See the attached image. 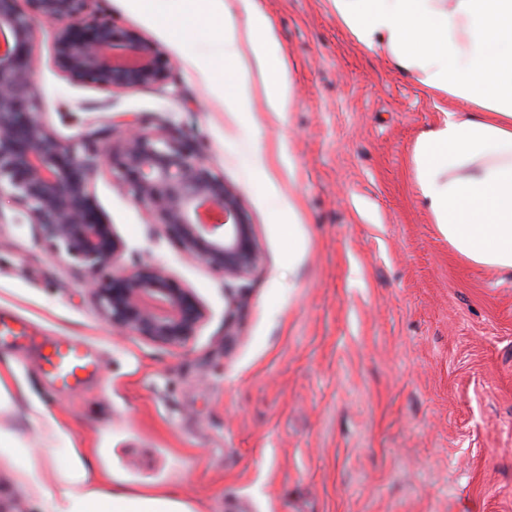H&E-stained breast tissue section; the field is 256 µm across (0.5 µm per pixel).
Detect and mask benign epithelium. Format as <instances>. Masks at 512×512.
Wrapping results in <instances>:
<instances>
[{"mask_svg": "<svg viewBox=\"0 0 512 512\" xmlns=\"http://www.w3.org/2000/svg\"><path fill=\"white\" fill-rule=\"evenodd\" d=\"M95 0H0V188L8 186L28 223L83 274L112 328L177 346L196 336L205 311L194 294L158 264L133 270L125 244L90 192L95 140L84 156L57 139L40 118L33 78V24L58 23L52 57L70 80L103 88L166 83L160 47L116 27ZM112 174L146 207L183 251L222 272L249 279L258 263L253 225L237 193L202 162L199 145L175 135L171 120L144 115L125 123L112 146Z\"/></svg>", "mask_w": 512, "mask_h": 512, "instance_id": "obj_1", "label": "benign epithelium"}]
</instances>
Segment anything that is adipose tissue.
<instances>
[{
    "mask_svg": "<svg viewBox=\"0 0 512 512\" xmlns=\"http://www.w3.org/2000/svg\"><path fill=\"white\" fill-rule=\"evenodd\" d=\"M202 19L220 35L223 58L239 40L234 0H197ZM336 16L361 46L383 49L434 92L469 103L445 112L415 148L418 190L440 234L470 263L512 274V0H331ZM249 41L268 74L265 93L278 112L288 104L285 63L268 22L250 9ZM13 361L0 358V457L15 459L18 476L44 498L46 512H192L171 492L108 490L87 456L72 450L56 492H44L42 461L3 423L23 389L10 386Z\"/></svg>",
    "mask_w": 512,
    "mask_h": 512,
    "instance_id": "1",
    "label": "adipose tissue"
}]
</instances>
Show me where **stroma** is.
Segmentation results:
<instances>
[{
  "mask_svg": "<svg viewBox=\"0 0 512 512\" xmlns=\"http://www.w3.org/2000/svg\"><path fill=\"white\" fill-rule=\"evenodd\" d=\"M253 2L286 65L284 112L270 111L248 40L238 112L215 90L224 65L205 29L174 34L132 0H100L172 63L165 85L124 90L69 80L51 59L55 23H35L50 132L78 148L134 116L171 117L236 191L259 263L233 300L133 201L98 141L90 191L123 264H162L206 311L180 346L120 335L1 194L0 319L28 328L0 344L26 389L13 430L50 490L76 447L107 488L171 491L193 512H512V278L456 255L416 187L418 138L465 104L354 42L329 0ZM63 338L96 359L75 387L42 368ZM34 403L58 434L29 425ZM0 512H44L6 458Z\"/></svg>",
  "mask_w": 512,
  "mask_h": 512,
  "instance_id": "obj_1",
  "label": "stroma"
}]
</instances>
